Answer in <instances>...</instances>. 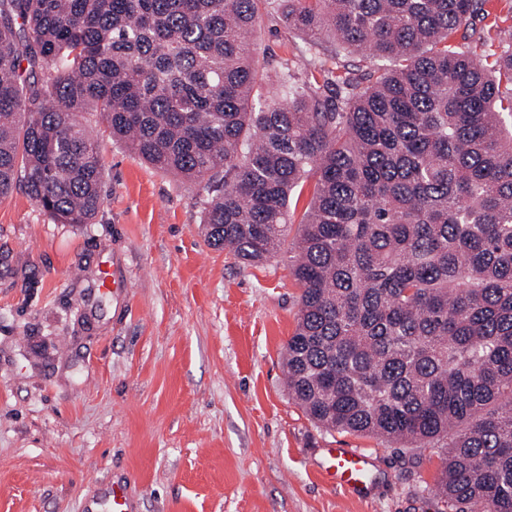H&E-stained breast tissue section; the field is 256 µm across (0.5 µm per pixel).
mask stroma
Returning a JSON list of instances; mask_svg holds the SVG:
<instances>
[{
    "instance_id": "stroma-1",
    "label": "stroma",
    "mask_w": 512,
    "mask_h": 512,
    "mask_svg": "<svg viewBox=\"0 0 512 512\" xmlns=\"http://www.w3.org/2000/svg\"><path fill=\"white\" fill-rule=\"evenodd\" d=\"M305 49L265 17L262 58ZM87 124L93 223H54L19 185L0 198V512H110L115 483L132 512H444L442 449L325 430L289 397V250L248 266L209 246L203 184ZM331 448L372 455L365 494L327 475Z\"/></svg>"
}]
</instances>
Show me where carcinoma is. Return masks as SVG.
<instances>
[{"mask_svg": "<svg viewBox=\"0 0 512 512\" xmlns=\"http://www.w3.org/2000/svg\"><path fill=\"white\" fill-rule=\"evenodd\" d=\"M278 13L369 83L304 56L261 70ZM489 0H0V197L89 224L96 113L154 168L205 181L209 245L246 265L293 243L288 393L328 431L444 449L449 512H512V38ZM491 4H494V13L497 15V27L491 28L490 26H486L488 24V20L485 22L476 21V31L474 39L475 42L472 43L474 49H476L477 53H481V51L491 44H493L492 48L498 45V35L500 30L509 29L512 31V0H491ZM478 36H481V41H478ZM487 44V47L481 45V43ZM323 48L326 49L325 51H322L321 50V60L323 61V63L325 64V68H329V69H334L336 66H335V61L336 62H339L340 65H346L349 69L353 70L355 73L359 74V75H363V74H367V73H370L374 70V66L372 63H369V61L365 60L361 54L359 53H354L342 60L344 61H338L337 59L334 60L332 57H331V49H332V46H331V43L330 42H324L323 44ZM322 52H325L324 54H322Z\"/></svg>", "mask_w": 512, "mask_h": 512, "instance_id": "carcinoma-1", "label": "carcinoma"}]
</instances>
